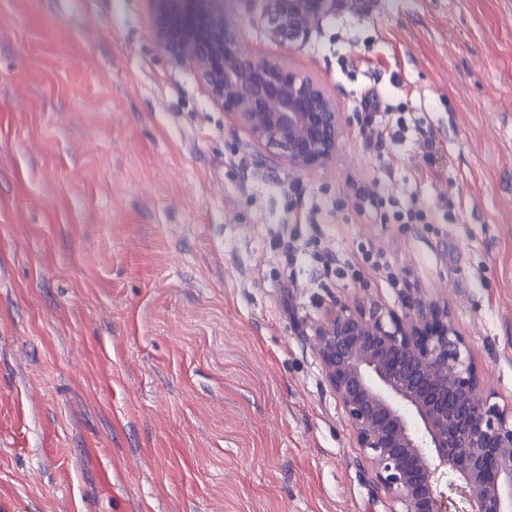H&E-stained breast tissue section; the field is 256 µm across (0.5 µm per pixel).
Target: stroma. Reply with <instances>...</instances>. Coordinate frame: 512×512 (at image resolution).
<instances>
[{
	"label": "stroma",
	"instance_id": "1",
	"mask_svg": "<svg viewBox=\"0 0 512 512\" xmlns=\"http://www.w3.org/2000/svg\"><path fill=\"white\" fill-rule=\"evenodd\" d=\"M152 27L148 0H0V512H395L313 331L336 300L447 305L512 408V0H363L300 47L252 28L339 104L308 173Z\"/></svg>",
	"mask_w": 512,
	"mask_h": 512
}]
</instances>
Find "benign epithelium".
<instances>
[{"instance_id":"benign-epithelium-1","label":"benign epithelium","mask_w":512,"mask_h":512,"mask_svg":"<svg viewBox=\"0 0 512 512\" xmlns=\"http://www.w3.org/2000/svg\"><path fill=\"white\" fill-rule=\"evenodd\" d=\"M261 2L266 38L307 43L339 0H150L154 39L187 65L272 167L310 172L341 143L342 113L316 79L247 46ZM404 312L335 302L314 330L377 486L401 512H512V411L490 403L461 360L448 306L403 299Z\"/></svg>"}]
</instances>
